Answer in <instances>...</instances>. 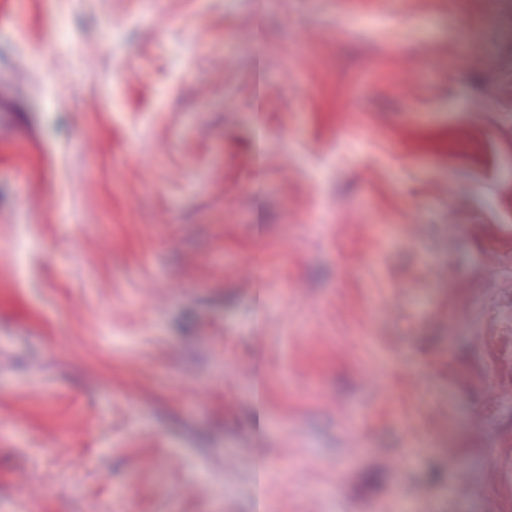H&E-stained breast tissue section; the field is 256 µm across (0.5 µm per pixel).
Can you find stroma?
I'll return each mask as SVG.
<instances>
[{
    "label": "stroma",
    "instance_id": "obj_1",
    "mask_svg": "<svg viewBox=\"0 0 512 512\" xmlns=\"http://www.w3.org/2000/svg\"><path fill=\"white\" fill-rule=\"evenodd\" d=\"M0 240V512H512V0H0Z\"/></svg>",
    "mask_w": 512,
    "mask_h": 512
}]
</instances>
